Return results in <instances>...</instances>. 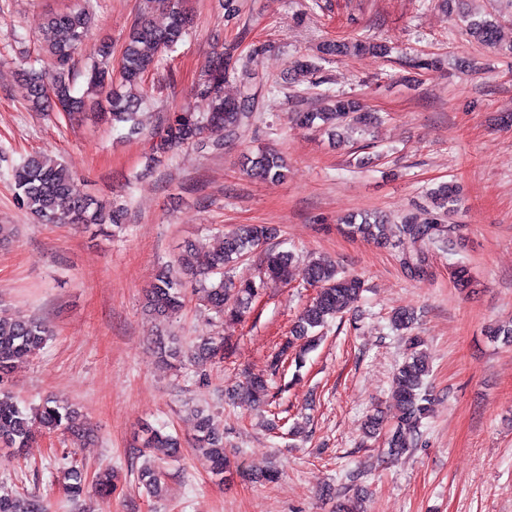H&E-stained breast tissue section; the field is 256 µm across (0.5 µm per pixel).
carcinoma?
<instances>
[{
    "label": "carcinoma",
    "instance_id": "obj_1",
    "mask_svg": "<svg viewBox=\"0 0 512 512\" xmlns=\"http://www.w3.org/2000/svg\"><path fill=\"white\" fill-rule=\"evenodd\" d=\"M92 17L90 0H78L67 12L46 15L41 44L48 53L50 69H38L30 63L22 70L30 109L56 112L70 119L84 112L87 97L94 95L106 103L103 117L113 131L126 138L137 137L143 133L141 115L148 99L143 88L144 75L157 66L160 57L184 41L193 20L183 9L181 0H144L124 37L117 62L119 78L115 80L110 42L101 45L99 60L82 70L77 67L76 56L89 34ZM466 34L490 48L499 43V25L493 20H469ZM236 51L237 47L232 45L214 53L200 75L194 95L206 103V111L199 112L188 105L158 118L151 132L153 143L148 166L162 165L183 149L218 152L224 149V141L237 137L252 125L260 51L255 50L245 58ZM363 52L386 57L390 49L368 37L347 42L327 41L319 46L316 56L295 61L293 71L303 77L312 76L319 71V62L330 56L346 57ZM230 82L236 86L232 96L224 92V86ZM322 101L325 106L319 111L297 112L294 119L307 127L321 123L330 126V134L339 144L344 142L342 130L350 124L366 128L377 121L374 114L359 112L358 103L350 97L325 95ZM244 166L249 176L263 180H283L288 173L286 159L275 150L245 157ZM8 177L20 204L44 224L99 227L123 224V205L74 194L69 169L40 153L23 157L11 167ZM428 198L434 208L429 218L419 221L408 216L397 226L403 267L418 279L428 276L424 247L450 237L454 226L441 223V217L456 211L460 202L458 189L452 182L438 184ZM384 227L380 217L365 214L349 218L343 230L350 236L384 245L388 242ZM275 234L276 228L268 224H245L225 233L223 246L216 251L200 254L193 245L185 246L174 260L159 268L144 294L145 311L159 319L177 315L183 306L184 287L189 284L215 317L241 321L265 281L286 284L299 275L304 283L318 288V293L297 317L291 338L271 361L270 371L280 369L288 349L296 344L299 350L295 358L301 359L316 345L320 329L359 299L363 285L359 278L342 274L334 264L321 258L310 260L298 271L288 251L266 254L264 279L260 282L235 280L230 275L233 267ZM416 321L415 312L408 309L394 312L391 318L393 327L404 333L411 332ZM50 335L47 325L37 318L17 316L10 321L0 320V447L15 454L31 452L43 435L60 432L80 441L90 433L83 415L68 402L48 397L36 406L27 407L3 389L4 378L18 365L33 359ZM408 343L406 357L392 382V396L400 409L396 425L386 439L388 454L392 456L418 446L421 428L435 405V397L426 383L430 369L421 351L422 340L410 336ZM193 348L197 362L205 364L224 355V337L218 333L201 337ZM234 395L269 403L267 378L263 374L248 376L234 389ZM140 442L143 448L162 449L168 460L182 457L179 441L160 428L144 426ZM194 447L209 457L215 476L222 478L230 472L224 433L214 427L203 409L197 410ZM62 473L65 489L74 500L90 490L107 494L114 488L110 469L99 472L89 486L74 460L62 467ZM163 476V461H143L139 470L142 492L151 499H161ZM0 512H47V505L31 495L0 492Z\"/></svg>",
    "mask_w": 512,
    "mask_h": 512
}]
</instances>
